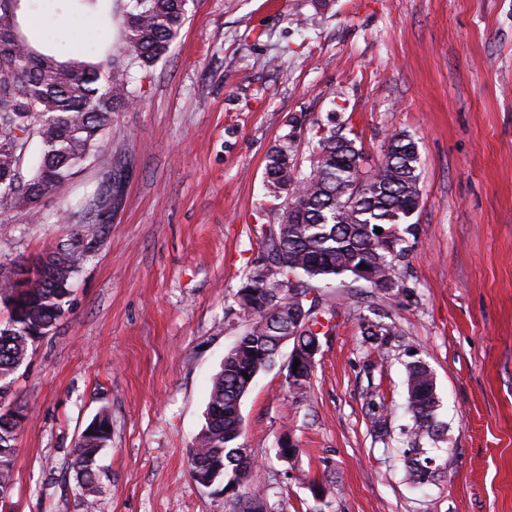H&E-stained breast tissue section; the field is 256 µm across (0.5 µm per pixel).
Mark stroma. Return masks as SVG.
I'll return each instance as SVG.
<instances>
[{"mask_svg":"<svg viewBox=\"0 0 512 512\" xmlns=\"http://www.w3.org/2000/svg\"><path fill=\"white\" fill-rule=\"evenodd\" d=\"M56 16L40 10L60 55L95 52ZM131 81L133 103L39 222L0 212V266L31 265L121 173L64 315L16 374L28 421L6 512H86L70 453L101 412L95 512H235L241 495L265 512H512V0H191L169 52ZM321 128L356 133L364 171L395 135L416 142L417 230L393 290L350 276L320 289L333 317L309 383L290 387L283 347L242 400L243 485L207 488L189 452L249 322L236 293L261 228L286 206L265 192L266 157L288 146L309 172ZM381 316L399 335L368 339ZM417 359L447 425L423 488L400 459Z\"/></svg>","mask_w":512,"mask_h":512,"instance_id":"1","label":"stroma"}]
</instances>
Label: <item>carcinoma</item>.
Listing matches in <instances>:
<instances>
[{
    "label": "carcinoma",
    "mask_w": 512,
    "mask_h": 512,
    "mask_svg": "<svg viewBox=\"0 0 512 512\" xmlns=\"http://www.w3.org/2000/svg\"><path fill=\"white\" fill-rule=\"evenodd\" d=\"M21 0H0V208L25 217L38 212L42 198L69 180L94 155L112 125V113L133 99L128 68L149 69L178 38L185 24L188 0H67L73 11L102 5V27L112 13L123 18V45L108 41L94 61L62 63L35 49L18 19ZM356 139L323 131L307 174L297 171L290 149L282 145L268 155L265 182L269 196L292 193L282 220L261 229L260 254L250 262L237 304L250 323L225 354L224 368L213 377L207 410L210 419L198 432L189 454L191 474L227 479L246 477L250 453L235 446L242 432L238 404L256 375L271 366L279 340L288 335L289 318L308 322L305 336H321L329 320L320 301L297 297L336 277H361L359 265L374 276L371 286H396L398 263L405 257L406 220L419 204V154L403 136L391 141L380 166L360 171ZM99 215L87 213L75 239L52 249L55 278L36 279L28 288H12L0 273L9 298V320L0 325V401L12 392L14 375L47 324L64 313L65 299L79 272L81 240L98 235ZM383 229L378 234L375 228ZM287 282L280 294L275 285ZM408 409L412 425L404 432L402 461L409 480L425 485L435 480V458L421 441L440 437L434 377L426 364L406 366ZM26 415L0 414V504L14 489L15 442ZM91 433L76 442L70 466L85 497L97 493L96 458L111 440V431L91 421Z\"/></svg>",
    "instance_id": "obj_1"
}]
</instances>
